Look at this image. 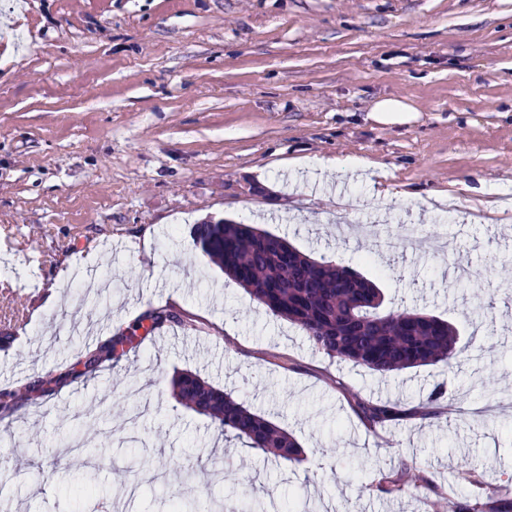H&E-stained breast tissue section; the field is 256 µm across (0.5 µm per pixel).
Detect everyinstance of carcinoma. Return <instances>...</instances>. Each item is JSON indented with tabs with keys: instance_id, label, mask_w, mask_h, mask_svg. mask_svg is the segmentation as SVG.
<instances>
[{
	"instance_id": "1",
	"label": "carcinoma",
	"mask_w": 512,
	"mask_h": 512,
	"mask_svg": "<svg viewBox=\"0 0 512 512\" xmlns=\"http://www.w3.org/2000/svg\"><path fill=\"white\" fill-rule=\"evenodd\" d=\"M191 237L195 249L222 268L254 301L301 329L313 347L332 358L385 374L439 362L449 364L459 358L454 326L421 311H383L376 285L338 258L314 259L286 238L242 222L195 224ZM490 309L474 296L467 315L482 321L489 317ZM173 322L175 316L168 306L148 307L131 327L107 336L92 350H80L75 362L63 371L0 391V419L40 396L94 376L103 363L119 360L142 336L160 332ZM170 390L178 404L210 419L224 437L240 440L274 462L292 463L302 454L292 434L196 374L174 372ZM358 406L374 423L391 415L388 407L363 399ZM420 480L421 471L415 465H405L383 478L400 491L417 487ZM76 489L86 499L101 500L108 494L97 469L85 474ZM202 510L195 497L184 493H172L167 503V512Z\"/></svg>"
}]
</instances>
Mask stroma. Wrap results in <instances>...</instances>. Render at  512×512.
Listing matches in <instances>:
<instances>
[{
    "instance_id": "obj_1",
    "label": "stroma",
    "mask_w": 512,
    "mask_h": 512,
    "mask_svg": "<svg viewBox=\"0 0 512 512\" xmlns=\"http://www.w3.org/2000/svg\"><path fill=\"white\" fill-rule=\"evenodd\" d=\"M386 97L415 119H370ZM347 156L367 169L299 165ZM509 195L512 0H0V390L148 304L183 320L0 421V512H95L67 499L81 462L57 465L78 431L108 449L113 512H161L140 477L210 512L266 492L296 512L512 502ZM210 218L343 259L385 309L452 323L461 361L384 376L329 358L197 254L190 229ZM401 224L420 226L417 249L393 247ZM44 287L63 306L25 318ZM474 293L493 304L479 328L462 314ZM177 369L293 433L301 461L218 436L172 398ZM438 383L467 415H427ZM359 397L396 419L365 423ZM405 462L419 488H378Z\"/></svg>"
}]
</instances>
